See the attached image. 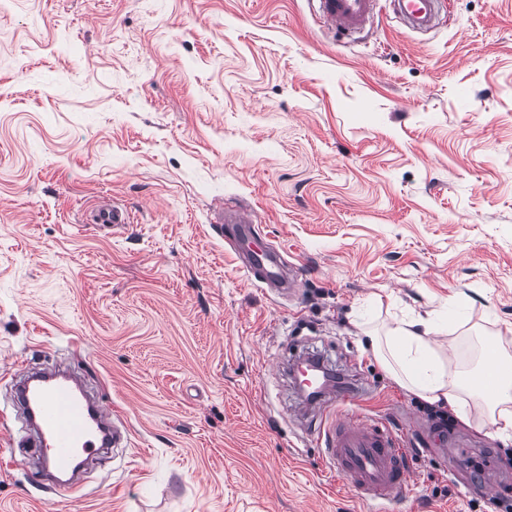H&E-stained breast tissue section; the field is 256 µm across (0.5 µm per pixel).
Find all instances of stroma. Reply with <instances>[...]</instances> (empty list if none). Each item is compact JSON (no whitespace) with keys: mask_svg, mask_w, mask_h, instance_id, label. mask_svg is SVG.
<instances>
[{"mask_svg":"<svg viewBox=\"0 0 512 512\" xmlns=\"http://www.w3.org/2000/svg\"><path fill=\"white\" fill-rule=\"evenodd\" d=\"M108 199L126 228L87 223ZM217 205L252 212L293 295ZM414 315L512 356V0L345 41L315 0H0V512H375L310 436L308 353L404 432L416 485L389 512H490V483L512 505L477 403L429 418L364 343ZM20 359L130 431L64 499L20 445Z\"/></svg>","mask_w":512,"mask_h":512,"instance_id":"stroma-1","label":"stroma"}]
</instances>
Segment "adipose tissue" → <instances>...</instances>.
Listing matches in <instances>:
<instances>
[{"instance_id": "1", "label": "adipose tissue", "mask_w": 512, "mask_h": 512, "mask_svg": "<svg viewBox=\"0 0 512 512\" xmlns=\"http://www.w3.org/2000/svg\"><path fill=\"white\" fill-rule=\"evenodd\" d=\"M438 332L427 319L402 323L387 335L371 337L374 354L403 388L432 405L463 413L466 398L480 401L498 438L512 443V378L482 392L459 380L450 358L442 356L433 337Z\"/></svg>"}]
</instances>
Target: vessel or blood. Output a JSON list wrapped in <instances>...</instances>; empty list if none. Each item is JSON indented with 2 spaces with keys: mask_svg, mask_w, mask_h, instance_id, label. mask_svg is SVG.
I'll return each instance as SVG.
<instances>
[{
  "mask_svg": "<svg viewBox=\"0 0 512 512\" xmlns=\"http://www.w3.org/2000/svg\"><path fill=\"white\" fill-rule=\"evenodd\" d=\"M379 0H318V12L328 29L348 38L374 22ZM394 16L408 29L429 32L437 28L447 0H387ZM91 223L112 228L128 222L125 210L111 203L99 204L91 213ZM239 245L247 253V269L262 273L269 281L284 280L295 288L294 279L285 278L274 251L255 249L251 243L258 233L253 218L236 213ZM358 386H342L336 391L319 387L311 402L324 433L323 454L348 490L361 500L385 508L411 484L406 445L400 430L381 425L350 411L349 403L359 394ZM12 405L18 413L32 411L23 443L35 449L48 469L58 474V496H67L64 477L78 456H92L99 449L116 445L118 435L111 425L112 410L89 401L81 375L69 373L63 381L42 386L20 382Z\"/></svg>",
  "mask_w": 512,
  "mask_h": 512,
  "instance_id": "obj_1",
  "label": "vessel or blood"
}]
</instances>
